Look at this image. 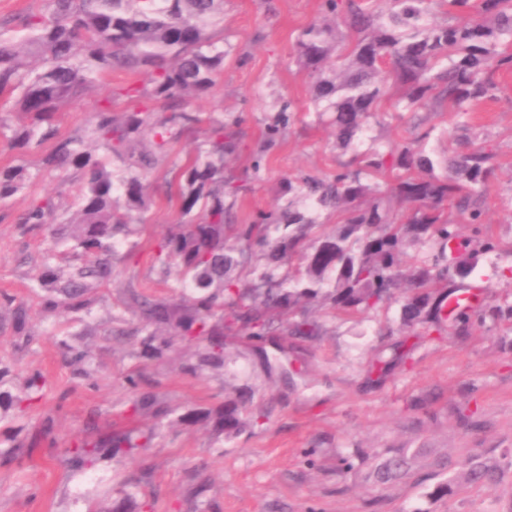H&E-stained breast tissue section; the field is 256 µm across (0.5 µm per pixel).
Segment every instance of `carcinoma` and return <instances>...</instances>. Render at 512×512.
Here are the masks:
<instances>
[{"mask_svg": "<svg viewBox=\"0 0 512 512\" xmlns=\"http://www.w3.org/2000/svg\"><path fill=\"white\" fill-rule=\"evenodd\" d=\"M441 8L448 20L436 23ZM224 13V0H49V12L21 19L26 38L0 33V94L19 92V123L11 141L18 149L54 141L41 164L61 169V188L80 185L78 208L69 213L47 198L32 204L20 218L21 234L50 227L55 244L68 260L47 253L33 276L44 317L68 313L77 330L54 337L77 383L92 386L91 355L85 339L96 334L93 308L99 290L114 282L113 260L121 235L135 233V222L154 204L143 171L168 155L173 143L201 124L206 150L174 167L181 213L187 220L171 225L157 242L155 260L170 295L150 298L129 280L119 282L120 310L109 320L139 314L135 357L126 377L135 394L126 418L152 420L148 440L164 434L169 410L141 369L175 345L194 348L197 361L183 371L197 373L203 364L224 366V340L245 336L252 348L280 334L312 339L323 324L314 313L324 307L357 318L401 297V323L408 335H469L471 329L504 316L512 306L474 309L467 300L448 306L445 294L432 289L474 271L473 260L499 249L481 225L486 186L495 153L471 143L463 151L439 157L427 150L433 128L422 112H452L457 127L469 130L470 115L498 100L497 76L512 71V0H324L323 11L296 37L292 52L314 87L311 99L317 121H327L336 146L351 152L331 178L303 171L280 183L285 205L261 212L250 224L233 223L239 198L261 180L269 154L285 137L283 105L265 123L250 150L246 178L224 174V158L240 154L239 121L204 119L189 106L207 93L224 65L208 27ZM138 76L137 86L115 92L129 100L121 110L110 98L92 115L84 134L58 137L59 109L81 97L104 75ZM161 99V113L140 106L141 99ZM390 119L408 127L411 136L395 143L365 144L369 119ZM104 148L124 164L109 170L89 149ZM23 166L0 168V202L23 187ZM339 221L325 231L323 215ZM472 224L468 236L458 226ZM411 247L426 251L402 258ZM176 277L168 281L171 269ZM30 344L34 332L29 309L16 296L0 294V323ZM422 326L425 332L415 330ZM48 384L39 370L16 379L0 361V420L24 422L37 408ZM178 421L203 422L218 437H238L252 421L241 396L227 395L219 407H191ZM131 431L100 438L89 424L86 436L67 449L63 463L81 473L106 449L138 448ZM29 449L0 435V466L9 467ZM403 454L386 459L376 475L388 480L408 466ZM464 477L471 483L493 481L496 470L469 457Z\"/></svg>", "mask_w": 512, "mask_h": 512, "instance_id": "1", "label": "carcinoma"}]
</instances>
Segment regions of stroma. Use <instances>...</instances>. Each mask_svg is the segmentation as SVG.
<instances>
[{"instance_id": "1", "label": "stroma", "mask_w": 512, "mask_h": 512, "mask_svg": "<svg viewBox=\"0 0 512 512\" xmlns=\"http://www.w3.org/2000/svg\"><path fill=\"white\" fill-rule=\"evenodd\" d=\"M322 10V0H224V17L211 31L224 41V68L215 86L191 106L202 117L240 120L245 147H252L285 101L294 114L285 141L270 155L262 180L235 207V221L250 223L256 212L283 205L281 181L306 172L325 177L343 159L328 128L308 112L314 94L291 47ZM124 75L99 79L82 98L61 109L59 133L71 136L89 125L99 102L111 97ZM497 102L475 115L471 134L497 155L486 192V227L500 241V254L478 256L472 281L487 302L512 305V73L498 77ZM201 138L178 140L166 162L148 170L154 190L145 229L135 234L134 257L118 262L120 278L157 281L153 256L166 229L179 223L178 200L167 199L172 163L202 148ZM50 144L19 153L0 136V165H24L22 189L0 204V292L29 307L36 341L17 347L0 327V356L15 372L42 370L48 386L43 411L59 410L56 448L40 447L21 464L0 467V512H103L118 500L123 483L139 484L140 512H512V321L486 322L471 335L447 332L403 342L404 359L381 381L369 379L378 352L402 342L398 305L357 320L322 315L323 336L295 347L284 338L268 344L286 374L269 375L248 342L228 346L223 368L190 375L177 352L150 362L144 375L174 414L190 406H215L226 392L250 399L262 416L238 438H217L204 423L170 424L162 437L133 454L104 457L81 475L68 472L60 451L95 421L99 436L121 427L120 413L133 394L125 377L135 349L132 327L95 313L100 336L92 354L99 369L93 388L75 384L53 334L70 330L67 318L45 320L29 288L48 232L21 236L16 222L34 201L54 193L64 173L40 168ZM71 396L57 409L61 390ZM407 453L409 473L397 481L374 472L386 458ZM482 453L499 472L497 482L448 484L464 460Z\"/></svg>"}]
</instances>
